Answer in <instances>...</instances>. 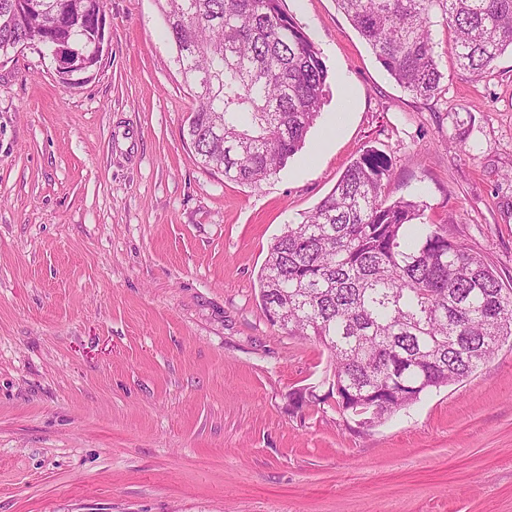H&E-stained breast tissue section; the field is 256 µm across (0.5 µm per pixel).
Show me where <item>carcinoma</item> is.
Here are the masks:
<instances>
[{"label":"carcinoma","mask_w":512,"mask_h":512,"mask_svg":"<svg viewBox=\"0 0 512 512\" xmlns=\"http://www.w3.org/2000/svg\"><path fill=\"white\" fill-rule=\"evenodd\" d=\"M197 101L187 137L200 163L259 183L302 149L329 72L283 0H156ZM396 83L431 99L446 78L434 26L452 58L480 75L512 49V0H336ZM88 0H0V56L44 38L81 56ZM388 159L368 149L332 191L270 245L259 276L265 311L290 336L313 339L333 365L336 411L380 421L427 389L460 381L512 336V288L478 254L425 221L424 205L389 200Z\"/></svg>","instance_id":"carcinoma-1"}]
</instances>
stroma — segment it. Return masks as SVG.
I'll list each match as a JSON object with an SVG mask.
<instances>
[{
  "label": "stroma",
  "instance_id": "1",
  "mask_svg": "<svg viewBox=\"0 0 512 512\" xmlns=\"http://www.w3.org/2000/svg\"><path fill=\"white\" fill-rule=\"evenodd\" d=\"M329 70L303 148L257 184L204 168L155 0H107L110 49L71 88L0 63V512H512V337L369 427L331 404L326 351L258 275L367 149L512 286V53L400 88L336 0H284Z\"/></svg>",
  "mask_w": 512,
  "mask_h": 512
}]
</instances>
